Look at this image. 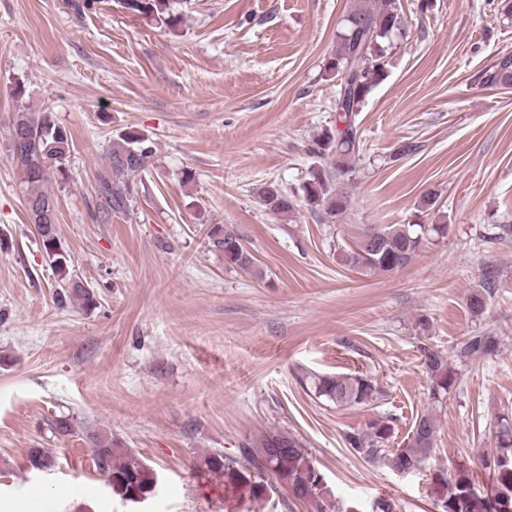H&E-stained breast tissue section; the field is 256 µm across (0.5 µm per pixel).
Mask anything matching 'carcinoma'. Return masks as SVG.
<instances>
[{"label":"carcinoma","instance_id":"cac0c4a2","mask_svg":"<svg viewBox=\"0 0 512 512\" xmlns=\"http://www.w3.org/2000/svg\"><path fill=\"white\" fill-rule=\"evenodd\" d=\"M187 0H122L129 13L145 17L175 31L184 22L183 6ZM402 17L395 0H362L349 11L339 33V46L326 60L324 70L338 79L335 108L336 125L311 141L309 152L316 158L307 181L301 186L310 208L323 217L335 219L348 208L344 187L355 173L363 141L358 116L372 90L387 73L383 40L399 30ZM488 87H512V54L499 56L481 77ZM73 148L71 133L53 118L52 113L17 110L11 120L10 151L12 163L21 183L26 186L25 204L28 221L38 229V241L50 265L64 282L60 299L78 302L88 308L96 303L94 293L83 283L69 277V256L59 239L54 195L44 189L59 170ZM154 154V142L135 130H124L112 139L106 156V171L98 178L96 213L104 220L114 213L129 210L134 178L144 171ZM265 209L286 214L294 209L293 201L279 184L265 182L258 189ZM448 233L446 224H371L349 249L341 250L344 265L363 274L386 273L407 265L425 242ZM212 251L224 255V262L247 272H256L255 258L229 230L212 225L206 234ZM497 348L489 334L470 336L457 348L462 362L479 360ZM423 365L430 378L428 397L431 404L443 402L456 386L457 377L436 351L420 348ZM315 396L338 406L368 405L378 398L380 390L370 377L361 374L308 375L302 378ZM54 435L81 434L91 445L97 472L106 478L113 495L128 504L136 498H151L157 491L159 476L143 457L130 448H122L109 434L88 431L67 417H57L50 424ZM395 433L393 421L372 420L366 430L350 433L346 443L368 463L384 462L401 474L420 470L429 460L437 433L436 420L425 412L413 422L406 446L394 450L388 443ZM240 458L217 450L204 456L203 465L214 474L243 478L245 472L262 479L268 477L288 489L289 495L315 506L316 512H327L324 503L332 502L331 489L323 472L316 466L305 441L285 431L270 429L248 440L239 449ZM246 462V471L237 469ZM28 468L34 472L55 466L46 448H31ZM487 476L484 490L476 487L472 469L465 463L453 470L435 468L432 482L440 489L438 512H512V421H498L495 447L480 458Z\"/></svg>","mask_w":512,"mask_h":512}]
</instances>
